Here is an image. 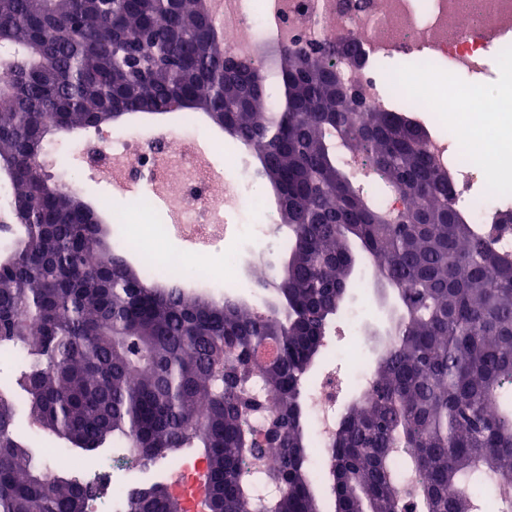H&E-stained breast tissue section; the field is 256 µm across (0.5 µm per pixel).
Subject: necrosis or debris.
Returning <instances> with one entry per match:
<instances>
[{"instance_id": "necrosis-or-debris-1", "label": "necrosis or debris", "mask_w": 512, "mask_h": 512, "mask_svg": "<svg viewBox=\"0 0 512 512\" xmlns=\"http://www.w3.org/2000/svg\"><path fill=\"white\" fill-rule=\"evenodd\" d=\"M223 39L237 57H261L267 46L338 42L353 39L363 49L366 64L351 76L365 101L390 106L387 81L410 89L414 110L431 107L437 93L427 81L433 61L446 62L463 76H477L488 69L490 59L503 68L512 67V0H431L427 12H419L416 0H224ZM407 58L414 68L386 77L373 69L376 60ZM471 111H462L457 99L442 104L448 119L459 125L462 136L430 132L428 142L436 163L448 172L449 198L469 223L486 228L496 225L492 242L503 257L512 256V226L496 219L512 210V197L493 173L512 161V141L486 139L480 114L492 111L491 101L470 93ZM198 120L181 114L173 128L151 136L118 137L109 131L94 135L79 147L85 160L114 171L133 184L149 186V196L168 211L167 221L151 224L145 213L130 208L125 218L140 226L139 239L121 238L123 251L134 253L147 241L180 235L190 251L168 256L170 265L189 271V280L210 288L237 282L241 264L229 262L223 278H216L207 261L213 247L247 232L244 213L262 211L266 221L256 232L267 240L268 252L285 250L287 241L273 224L271 209H258L249 192L254 174L237 156L223 164L201 160L197 140L183 139V131L196 128ZM371 338L361 322L353 324L348 350L352 373L337 376L326 368L307 379V419L316 454L314 471H321L328 456V441L336 431V404L340 392L353 386L371 397V372L363 358Z\"/></svg>"}]
</instances>
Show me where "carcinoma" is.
I'll use <instances>...</instances> for the list:
<instances>
[{"label": "carcinoma", "mask_w": 512, "mask_h": 512, "mask_svg": "<svg viewBox=\"0 0 512 512\" xmlns=\"http://www.w3.org/2000/svg\"><path fill=\"white\" fill-rule=\"evenodd\" d=\"M213 0H0V512H85L93 487L41 467L19 411L85 452L121 443L148 467L196 448L201 512H482L512 487V260L461 218L427 133L336 89L325 43L225 67ZM202 112L254 148L288 226L276 301L150 288L96 212L38 161L46 138L125 115ZM362 159L380 206L338 162ZM370 255L403 313L383 338L370 401L355 396L321 473L303 383L356 263ZM165 482L125 512H179Z\"/></svg>", "instance_id": "1"}]
</instances>
